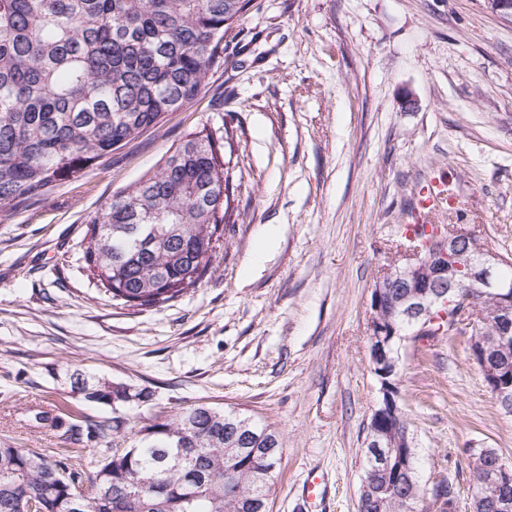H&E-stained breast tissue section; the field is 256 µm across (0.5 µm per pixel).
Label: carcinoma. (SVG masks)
Returning a JSON list of instances; mask_svg holds the SVG:
<instances>
[{
	"label": "carcinoma",
	"mask_w": 512,
	"mask_h": 512,
	"mask_svg": "<svg viewBox=\"0 0 512 512\" xmlns=\"http://www.w3.org/2000/svg\"><path fill=\"white\" fill-rule=\"evenodd\" d=\"M249 0H0V212L45 195L191 102ZM229 181L214 140H183L154 173L112 195L84 240L111 297L159 307L201 283L226 223ZM437 323L420 340L455 336ZM71 390L106 405L145 402L79 372ZM115 416L75 430L88 442L119 434ZM195 442L176 462L175 443ZM283 435L238 411L194 406L141 431L93 476L25 448L0 446V512H269ZM418 455L406 490L364 461L371 492L358 512H424ZM512 483L486 485L472 512H499Z\"/></svg>",
	"instance_id": "obj_1"
}]
</instances>
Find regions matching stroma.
Listing matches in <instances>:
<instances>
[{
  "instance_id": "35a3bbf8",
  "label": "stroma",
  "mask_w": 512,
  "mask_h": 512,
  "mask_svg": "<svg viewBox=\"0 0 512 512\" xmlns=\"http://www.w3.org/2000/svg\"><path fill=\"white\" fill-rule=\"evenodd\" d=\"M233 29L229 65L214 66L188 106L0 213V445L90 473L185 408L234 409L283 434L270 512H299L312 470L332 487L323 512H357L380 399L372 288L397 260L413 195L445 178L456 200L435 223L467 225L512 258V18L487 0H251ZM196 133L222 143L232 191L212 272L158 308L114 300L86 263V227ZM469 341L401 350L421 479L452 480L462 512L468 449L512 464V415ZM76 371L151 399L86 402L70 387ZM115 412L123 435L74 439L71 426Z\"/></svg>"
}]
</instances>
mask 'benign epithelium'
Wrapping results in <instances>:
<instances>
[{"label": "benign epithelium", "mask_w": 512, "mask_h": 512, "mask_svg": "<svg viewBox=\"0 0 512 512\" xmlns=\"http://www.w3.org/2000/svg\"><path fill=\"white\" fill-rule=\"evenodd\" d=\"M472 239L473 233L463 227L448 236L437 234L426 241V252L409 251L406 262L385 269L372 288L369 357L382 394L374 413L387 417L391 428L373 430L365 442V451L370 457L377 456L376 468L380 470L390 467L395 451H400L405 458L413 453L396 383L402 357L393 348V341L402 345L412 340L410 336L400 335L401 327L406 325L414 329V334H421L435 323L434 312L448 307L453 310L451 327L467 324L477 330L473 344L485 364L490 348L507 338V327L512 322V283L499 277V268L505 259L483 246L471 248ZM426 264L432 271L425 276ZM481 295H492L499 300L496 312L483 308ZM382 309L386 310L384 323L377 317ZM510 480L512 468L499 461L480 474L472 495L479 497L484 483L501 484ZM424 500L435 512H459L457 500L446 501L437 486L424 491Z\"/></svg>", "instance_id": "7a95c632"}]
</instances>
